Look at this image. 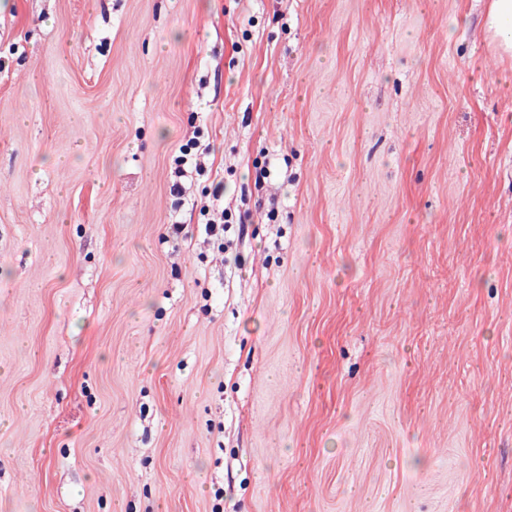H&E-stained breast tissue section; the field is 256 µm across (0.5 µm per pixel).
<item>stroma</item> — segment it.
<instances>
[{
  "instance_id": "obj_1",
  "label": "stroma",
  "mask_w": 512,
  "mask_h": 512,
  "mask_svg": "<svg viewBox=\"0 0 512 512\" xmlns=\"http://www.w3.org/2000/svg\"><path fill=\"white\" fill-rule=\"evenodd\" d=\"M489 6L0 0V512H512Z\"/></svg>"
}]
</instances>
